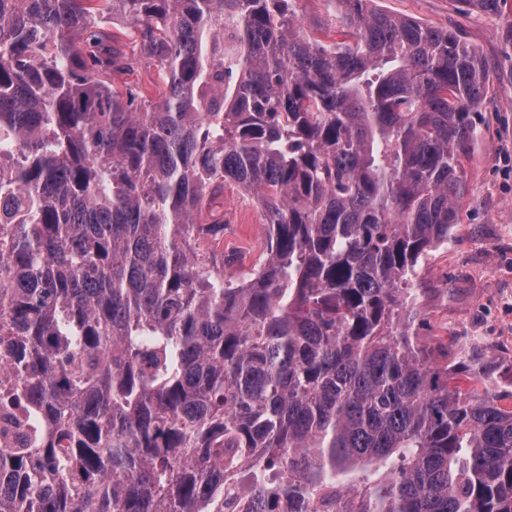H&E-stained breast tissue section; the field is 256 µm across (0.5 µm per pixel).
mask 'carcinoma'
I'll return each instance as SVG.
<instances>
[{
    "mask_svg": "<svg viewBox=\"0 0 512 512\" xmlns=\"http://www.w3.org/2000/svg\"><path fill=\"white\" fill-rule=\"evenodd\" d=\"M293 2L0 0V512H224L230 479L246 512H512V408L391 326L486 65L372 0L325 45ZM127 35L158 104L114 87ZM226 182L267 224L244 283L196 222Z\"/></svg>",
    "mask_w": 512,
    "mask_h": 512,
    "instance_id": "obj_1",
    "label": "carcinoma"
}]
</instances>
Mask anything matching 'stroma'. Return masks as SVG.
Returning <instances> with one entry per match:
<instances>
[{
	"label": "stroma",
	"mask_w": 512,
	"mask_h": 512,
	"mask_svg": "<svg viewBox=\"0 0 512 512\" xmlns=\"http://www.w3.org/2000/svg\"><path fill=\"white\" fill-rule=\"evenodd\" d=\"M375 9L459 30L485 61L492 91L476 112L478 139L464 161L459 222L447 243L418 262L401 323L425 351L449 363L479 359L490 368L489 393L512 406V0L501 13L463 11L458 0H374ZM303 34L336 41L327 0H294ZM224 216L218 249L230 256L225 280L259 262L266 243L257 198L228 184L214 201Z\"/></svg>",
	"instance_id": "stroma-1"
}]
</instances>
